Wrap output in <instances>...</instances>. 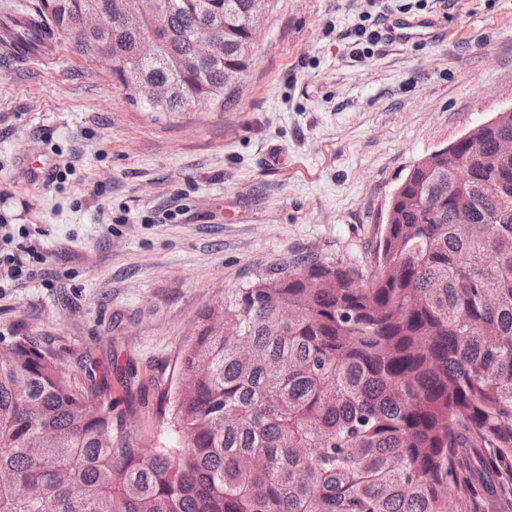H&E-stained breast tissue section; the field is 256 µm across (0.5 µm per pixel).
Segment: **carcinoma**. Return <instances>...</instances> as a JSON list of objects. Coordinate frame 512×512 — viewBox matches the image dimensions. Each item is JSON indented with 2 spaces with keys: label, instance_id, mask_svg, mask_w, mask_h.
Masks as SVG:
<instances>
[{
  "label": "carcinoma",
  "instance_id": "carcinoma-1",
  "mask_svg": "<svg viewBox=\"0 0 512 512\" xmlns=\"http://www.w3.org/2000/svg\"><path fill=\"white\" fill-rule=\"evenodd\" d=\"M108 0H40L77 56L107 55L148 112L224 109L267 0H142L138 30L85 24ZM207 27L224 59L202 66ZM159 62L142 61L141 39ZM166 84L167 94L150 97ZM499 131L413 166L374 265L302 261L236 288L180 353L175 448L134 442L109 389L50 348L0 349V512H455L484 471L512 493V158ZM466 211L475 223L458 224Z\"/></svg>",
  "mask_w": 512,
  "mask_h": 512
}]
</instances>
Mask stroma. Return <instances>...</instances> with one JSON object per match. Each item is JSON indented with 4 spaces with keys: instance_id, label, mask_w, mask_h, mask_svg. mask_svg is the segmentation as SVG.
Segmentation results:
<instances>
[{
    "instance_id": "stroma-1",
    "label": "stroma",
    "mask_w": 512,
    "mask_h": 512,
    "mask_svg": "<svg viewBox=\"0 0 512 512\" xmlns=\"http://www.w3.org/2000/svg\"><path fill=\"white\" fill-rule=\"evenodd\" d=\"M435 21L359 44L361 27ZM0 51V219L34 271L0 282V338L86 360L147 448H170L179 354L228 292L301 259L369 270L424 156L512 106V0H268L223 111H145L64 43ZM431 23L422 19L403 20L400 22H389L384 29V36L396 43L421 40L426 38L428 33L423 31L431 28Z\"/></svg>"
}]
</instances>
